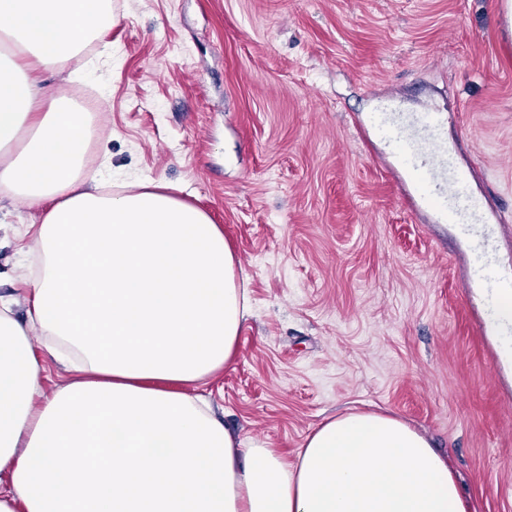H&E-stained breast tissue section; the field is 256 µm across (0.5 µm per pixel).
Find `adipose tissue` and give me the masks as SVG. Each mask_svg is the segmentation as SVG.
Returning a JSON list of instances; mask_svg holds the SVG:
<instances>
[{
    "label": "adipose tissue",
    "mask_w": 512,
    "mask_h": 512,
    "mask_svg": "<svg viewBox=\"0 0 512 512\" xmlns=\"http://www.w3.org/2000/svg\"><path fill=\"white\" fill-rule=\"evenodd\" d=\"M107 27V0H0V184L49 205L28 323L0 303V512H469L447 460L397 417L329 418L290 463L189 393L232 359L249 313L231 243L163 180L101 192L87 114L41 99V70ZM39 336L76 371L50 393Z\"/></svg>",
    "instance_id": "ef3b65f1"
}]
</instances>
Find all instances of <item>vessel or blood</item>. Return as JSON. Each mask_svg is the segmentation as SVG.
I'll return each instance as SVG.
<instances>
[{
  "label": "vessel or blood",
  "mask_w": 512,
  "mask_h": 512,
  "mask_svg": "<svg viewBox=\"0 0 512 512\" xmlns=\"http://www.w3.org/2000/svg\"><path fill=\"white\" fill-rule=\"evenodd\" d=\"M417 124L424 132L423 137L407 134L384 116L375 119L373 129L393 147L402 168L413 175L410 189L404 195L406 204L418 208L424 201L438 200L436 221L455 225L460 236H470L474 225L490 223L491 218L468 189V171L458 168L447 155L442 136L445 118L429 106L419 114ZM471 274L484 296L479 331L512 335V321L503 319L498 312L501 297L512 293V277H503L495 259L482 247L472 253Z\"/></svg>",
  "instance_id": "1"
}]
</instances>
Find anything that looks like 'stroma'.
<instances>
[{
  "mask_svg": "<svg viewBox=\"0 0 512 512\" xmlns=\"http://www.w3.org/2000/svg\"><path fill=\"white\" fill-rule=\"evenodd\" d=\"M503 2L111 0L104 38L42 77L48 97L94 95L86 164L109 158L113 192L163 180L232 243L251 313L204 385L225 424L292 461L328 417H400L446 455L473 512H512V364L476 330L466 248L405 207L370 123L384 107L445 112L512 272ZM43 211L0 188V302L22 323Z\"/></svg>",
  "mask_w": 512,
  "mask_h": 512,
  "instance_id": "stroma-1",
  "label": "stroma"
}]
</instances>
